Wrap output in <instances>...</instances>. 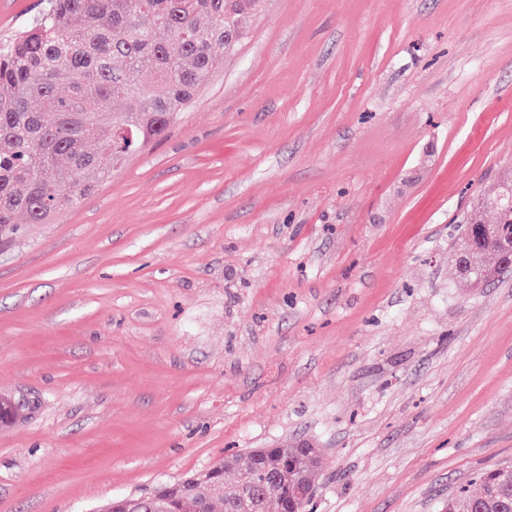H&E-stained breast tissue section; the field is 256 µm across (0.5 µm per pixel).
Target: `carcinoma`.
<instances>
[{"mask_svg": "<svg viewBox=\"0 0 512 512\" xmlns=\"http://www.w3.org/2000/svg\"><path fill=\"white\" fill-rule=\"evenodd\" d=\"M259 0H50L46 12L0 48V237L24 218L47 224L112 177L125 158L159 139L183 116L214 64L250 33ZM499 214V237L512 239V185L482 203ZM475 284L494 275L495 253L471 256ZM297 448L260 462L234 455L212 468L234 483L194 474L164 485L144 512H269L288 495L287 465ZM283 472L270 487L272 474ZM479 491L448 495L446 512H512V465L475 475Z\"/></svg>", "mask_w": 512, "mask_h": 512, "instance_id": "carcinoma-1", "label": "carcinoma"}]
</instances>
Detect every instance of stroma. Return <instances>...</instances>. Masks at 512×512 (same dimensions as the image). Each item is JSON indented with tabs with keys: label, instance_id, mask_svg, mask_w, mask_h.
Here are the masks:
<instances>
[{
	"label": "stroma",
	"instance_id": "stroma-1",
	"mask_svg": "<svg viewBox=\"0 0 512 512\" xmlns=\"http://www.w3.org/2000/svg\"><path fill=\"white\" fill-rule=\"evenodd\" d=\"M49 0H0V45ZM512 183V0H266L184 117L0 239V512H95L321 448L311 512H443L512 462V270L452 247ZM495 253L488 248L471 256L473 271L469 278H462L470 285L482 282L494 275ZM25 402L23 398L0 393V428L11 426L28 415Z\"/></svg>",
	"mask_w": 512,
	"mask_h": 512
}]
</instances>
